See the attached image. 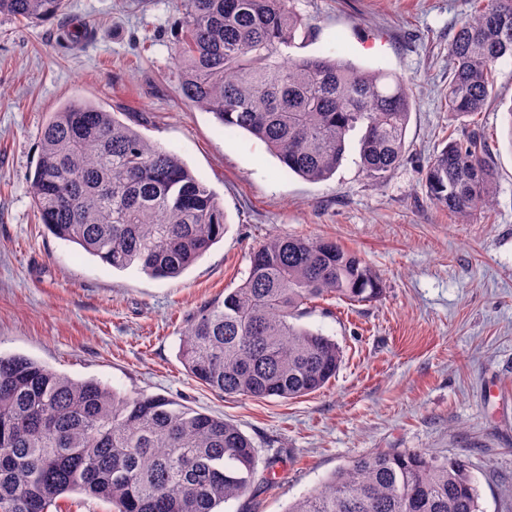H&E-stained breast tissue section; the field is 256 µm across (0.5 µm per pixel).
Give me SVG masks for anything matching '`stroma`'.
Segmentation results:
<instances>
[{
	"instance_id": "35a3bbf8",
	"label": "stroma",
	"mask_w": 512,
	"mask_h": 512,
	"mask_svg": "<svg viewBox=\"0 0 512 512\" xmlns=\"http://www.w3.org/2000/svg\"><path fill=\"white\" fill-rule=\"evenodd\" d=\"M292 6L310 30L292 56L342 57L407 82L406 153L384 180L365 178L358 133L336 173L312 182L184 100L179 0H66L49 22L0 17V354L231 420L257 449L255 488L217 512H286L353 458L384 448L462 458L480 512H512V58L497 65L487 110L457 119L441 97L469 0ZM75 28L83 37L66 38ZM77 99L131 115L222 203L223 238L181 276L111 269L40 224L29 177L41 128ZM474 129L489 146L497 192L491 209L461 223L429 199L424 174L449 137ZM272 235L359 251L383 294L320 301L303 318L341 350L323 389L227 398L187 373L180 332L201 305L242 283L251 252Z\"/></svg>"
}]
</instances>
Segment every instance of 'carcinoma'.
Masks as SVG:
<instances>
[{
    "label": "carcinoma",
    "instance_id": "1",
    "mask_svg": "<svg viewBox=\"0 0 512 512\" xmlns=\"http://www.w3.org/2000/svg\"><path fill=\"white\" fill-rule=\"evenodd\" d=\"M176 60L184 99L265 143L288 171L329 178L358 130L365 176L380 181L406 148V82L331 56L294 57L302 19L289 0H180ZM64 0H0V16L47 22ZM512 58V0H473L448 46V112L483 111L497 64ZM428 196L466 221L493 204L495 174L478 134L448 143L425 173ZM39 219L103 264L177 277L224 236L226 215L175 153L99 105L72 100L40 133L31 180ZM380 275L325 238L273 235L248 276L201 306L179 357L225 397L295 399L336 375L341 351L299 324L312 304L370 302ZM257 450L233 422L161 396H125L21 355H0V512H50L81 491L112 512H214L245 496ZM288 512H480L467 463L393 448L351 460Z\"/></svg>",
    "mask_w": 512,
    "mask_h": 512
}]
</instances>
